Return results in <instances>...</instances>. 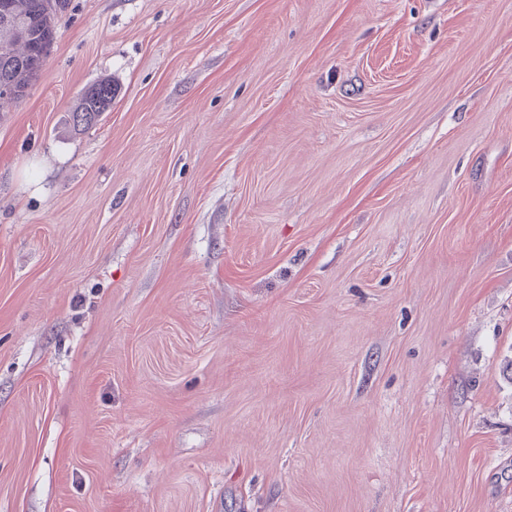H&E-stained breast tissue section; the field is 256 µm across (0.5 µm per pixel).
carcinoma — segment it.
Masks as SVG:
<instances>
[{
    "mask_svg": "<svg viewBox=\"0 0 512 512\" xmlns=\"http://www.w3.org/2000/svg\"><path fill=\"white\" fill-rule=\"evenodd\" d=\"M55 11L50 0H0V99L20 100L38 80L54 40ZM116 93L108 77L85 88L70 112L73 129L96 125Z\"/></svg>",
    "mask_w": 512,
    "mask_h": 512,
    "instance_id": "cac0c4a2",
    "label": "carcinoma"
}]
</instances>
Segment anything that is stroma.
Returning a JSON list of instances; mask_svg holds the SVG:
<instances>
[{"mask_svg":"<svg viewBox=\"0 0 512 512\" xmlns=\"http://www.w3.org/2000/svg\"><path fill=\"white\" fill-rule=\"evenodd\" d=\"M511 361L512 0H62L0 103V512H512ZM117 89V85L108 77L101 78L85 88L70 112L73 129L84 131L96 125L103 113L112 108Z\"/></svg>","mask_w":512,"mask_h":512,"instance_id":"35a3bbf8","label":"stroma"}]
</instances>
